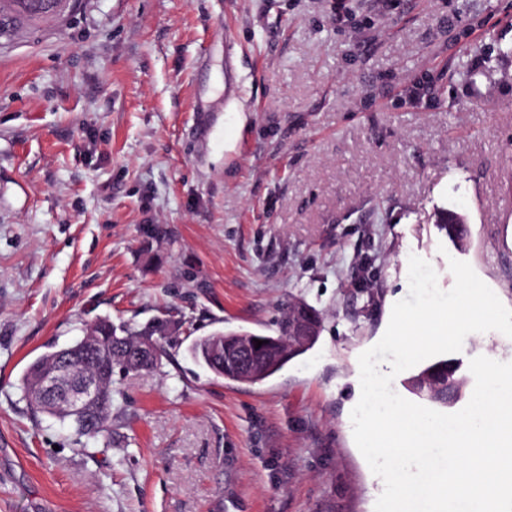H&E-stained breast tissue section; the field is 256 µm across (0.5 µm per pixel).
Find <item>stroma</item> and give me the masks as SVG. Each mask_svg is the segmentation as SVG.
<instances>
[{
  "instance_id": "1",
  "label": "stroma",
  "mask_w": 512,
  "mask_h": 512,
  "mask_svg": "<svg viewBox=\"0 0 512 512\" xmlns=\"http://www.w3.org/2000/svg\"><path fill=\"white\" fill-rule=\"evenodd\" d=\"M511 206L512 0H80L0 46V512H374L358 357L413 254L512 309ZM292 300L324 329L276 375L191 360ZM100 318L170 333L84 450L21 379Z\"/></svg>"
}]
</instances>
